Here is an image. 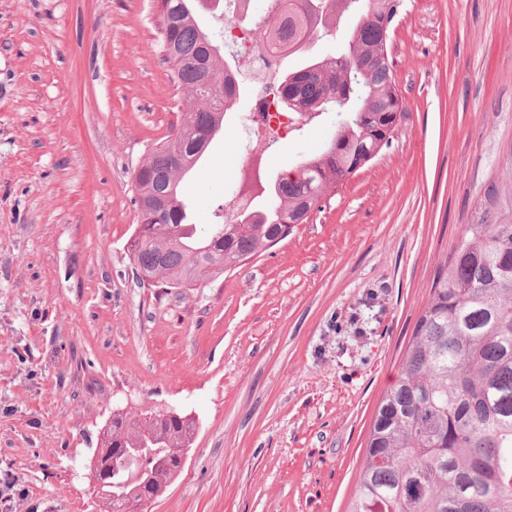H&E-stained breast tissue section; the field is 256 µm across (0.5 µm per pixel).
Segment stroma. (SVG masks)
Segmentation results:
<instances>
[{"label": "stroma", "mask_w": 512, "mask_h": 512, "mask_svg": "<svg viewBox=\"0 0 512 512\" xmlns=\"http://www.w3.org/2000/svg\"><path fill=\"white\" fill-rule=\"evenodd\" d=\"M154 0H0V512H104L90 461L113 413L196 432L145 512H348L377 407L467 224L512 221V0H404L405 115L287 238L222 277L145 288L134 171L191 100ZM240 100L182 182L213 223L246 168ZM277 141L267 176L333 131Z\"/></svg>", "instance_id": "stroma-1"}]
</instances>
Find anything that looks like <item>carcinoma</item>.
Wrapping results in <instances>:
<instances>
[{
	"label": "carcinoma",
	"instance_id": "1",
	"mask_svg": "<svg viewBox=\"0 0 512 512\" xmlns=\"http://www.w3.org/2000/svg\"><path fill=\"white\" fill-rule=\"evenodd\" d=\"M360 16L348 48L309 57L277 79L279 106L306 125L328 112L335 132L277 178L266 205L227 224L224 214L194 239L182 236L181 182L197 166L240 95L224 50L196 19L204 0H160V42L173 80L196 103L182 136L156 144L135 173L139 224L127 243L139 280L169 288L219 277L285 238L326 193L387 146L404 103L393 78L385 19L403 0H270L251 16L255 41L286 58L303 53L336 21L330 3ZM223 78L217 93L208 83ZM416 322L397 383L384 394L348 512H512V223L469 224L441 264ZM195 423L144 411L115 413L100 448L112 455L97 487L108 512L116 501H153L181 470Z\"/></svg>",
	"mask_w": 512,
	"mask_h": 512
}]
</instances>
